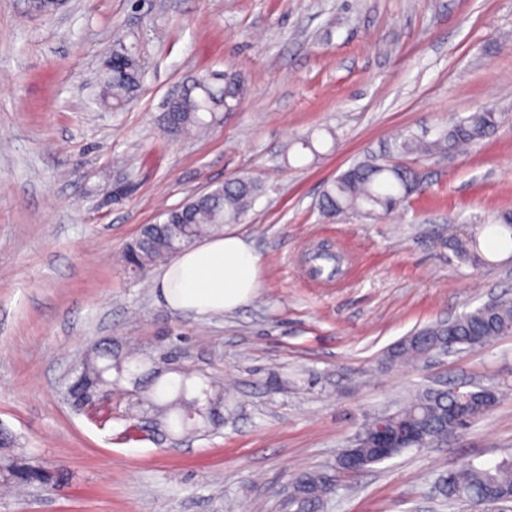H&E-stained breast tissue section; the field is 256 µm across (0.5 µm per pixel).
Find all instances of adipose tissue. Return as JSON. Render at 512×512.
<instances>
[{"mask_svg": "<svg viewBox=\"0 0 512 512\" xmlns=\"http://www.w3.org/2000/svg\"><path fill=\"white\" fill-rule=\"evenodd\" d=\"M156 286L173 310L201 318L221 315L257 296L259 258L236 233H217L168 263Z\"/></svg>", "mask_w": 512, "mask_h": 512, "instance_id": "1", "label": "adipose tissue"}]
</instances>
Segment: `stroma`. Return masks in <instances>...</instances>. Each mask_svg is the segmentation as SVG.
I'll list each match as a JSON object with an SVG mask.
<instances>
[{"label":"stroma","mask_w":512,"mask_h":512,"mask_svg":"<svg viewBox=\"0 0 512 512\" xmlns=\"http://www.w3.org/2000/svg\"><path fill=\"white\" fill-rule=\"evenodd\" d=\"M146 46L123 110L92 104L113 31ZM242 76L241 105L205 134L172 138L171 89L206 72ZM505 113L462 154L399 156L397 136L435 139L480 107ZM314 151L302 149L305 135ZM416 170L425 189L386 219L322 215L326 185L368 156ZM264 191L230 229L260 258L248 305L196 318L172 310L157 268L128 274L124 245L161 208L229 178ZM128 186L118 202L111 188ZM512 210V0H68L53 16L0 0V425L70 483L0 493V512H288L292 477L335 470L364 415L427 387L501 391L493 412L440 448L339 474L323 512H470L441 474L512 455V336L417 368L385 355L416 329L512 298V240L487 230L489 265L448 247ZM343 248L333 281L308 248ZM224 378V419L180 447L111 411L75 413L65 374L99 340Z\"/></svg>","instance_id":"stroma-1"}]
</instances>
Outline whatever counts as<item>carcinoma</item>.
I'll use <instances>...</instances> for the list:
<instances>
[{"instance_id":"1","label":"carcinoma","mask_w":512,"mask_h":512,"mask_svg":"<svg viewBox=\"0 0 512 512\" xmlns=\"http://www.w3.org/2000/svg\"><path fill=\"white\" fill-rule=\"evenodd\" d=\"M116 70L102 79L98 104L104 109L119 111L142 87L144 63L141 51L134 44L117 40L112 50ZM244 82L235 71L202 74L182 85L177 101L161 113L159 124L164 132L184 137L202 132L221 120V115L235 110L244 95ZM503 117L483 108L455 122L439 133L433 141L404 139L398 152L452 153L493 135ZM263 186L248 177H235L208 193L160 214V221L144 226L139 236L127 245L123 258L126 267L139 273L158 262H165L197 240L209 235L222 224L240 220L261 195ZM421 191L417 173L402 164L367 159L351 165L323 191L319 209L328 217L347 212L387 213L412 194ZM456 255L474 267L486 264L478 233L450 239ZM311 261L316 270L323 263L332 264L331 272L339 271L342 257L329 252H316ZM512 335V300L486 302L470 312L454 317L448 324L436 322L403 338L392 346L386 359L393 364H416L431 352L447 347L470 349L491 344L502 336ZM130 359L118 356L112 344L104 342L91 349L76 365L68 381L72 388L70 403L76 410L87 402L85 396L112 390V373H123ZM191 374L181 373L175 396L161 401L153 397L148 409L160 413L164 426H169L171 413H176L182 428L208 427L220 418L224 393L213 381L194 390L189 387ZM500 400L494 392L492 404L476 405L454 388L428 387L393 411L372 414L358 432L363 446L356 448L355 468L366 469L401 455L410 448H433L448 437L466 432L484 419ZM17 439L0 427V480L7 483H38L52 490L68 484L69 473L60 466L34 464L16 448ZM295 496L289 497L288 508L294 512H321L324 500L332 491L328 476L308 471L293 480ZM442 496L450 501L466 503L479 512L512 499V457L495 462L475 464L464 462L448 470V485Z\"/></svg>"}]
</instances>
